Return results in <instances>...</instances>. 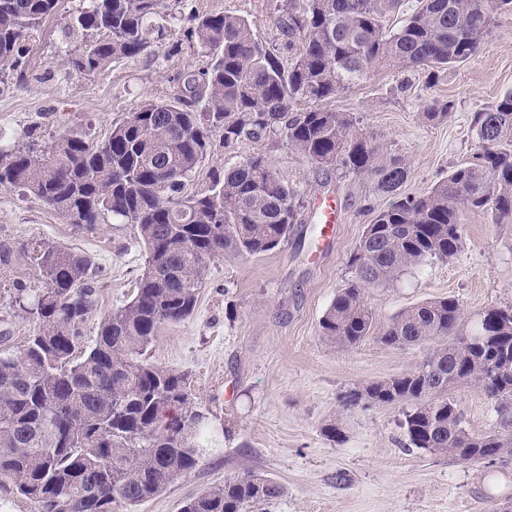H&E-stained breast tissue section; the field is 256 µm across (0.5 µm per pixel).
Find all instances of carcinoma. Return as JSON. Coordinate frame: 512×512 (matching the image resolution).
Here are the masks:
<instances>
[{
    "label": "carcinoma",
    "mask_w": 512,
    "mask_h": 512,
    "mask_svg": "<svg viewBox=\"0 0 512 512\" xmlns=\"http://www.w3.org/2000/svg\"><path fill=\"white\" fill-rule=\"evenodd\" d=\"M181 0H89L65 25L72 48L61 65L90 75L155 52ZM288 0L267 46L240 15L194 17L186 40L209 54L201 76L164 100L141 103L101 142L72 131L43 148L0 147V190L21 189L70 224L108 215L136 227L147 260L132 299L104 317L94 346H80L102 268L88 255L38 241L24 246L45 287L17 289L38 322L24 348L0 349V485L38 512H117L159 495L192 469L208 443L204 414L185 375L143 358L159 328L191 316L209 265L229 252L277 248L298 219L297 191L258 154L193 195L183 186L211 148L281 134L316 167L370 177L396 198L366 226L350 279L319 322L339 347L368 338L398 349L429 347L413 371L345 397L405 404L408 446L463 463L512 456V304L484 310L466 334L459 303L442 298L406 309L384 326L364 302L408 268L446 261L464 246L465 210L512 222V92L474 113L479 149L421 196H403L402 156L384 154L352 115L322 103L381 68H454L480 50L496 12L512 0ZM60 0H0V78L21 68L23 44ZM300 102L308 103L298 109ZM450 103L425 102L437 123ZM479 388L497 405L500 430L475 435L451 397ZM275 480L247 474L189 499L181 512H263L283 496Z\"/></svg>",
    "instance_id": "carcinoma-1"
}]
</instances>
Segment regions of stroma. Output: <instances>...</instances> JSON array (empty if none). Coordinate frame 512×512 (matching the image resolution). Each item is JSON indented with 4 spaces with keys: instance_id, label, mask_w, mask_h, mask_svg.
Instances as JSON below:
<instances>
[{
    "instance_id": "1",
    "label": "stroma",
    "mask_w": 512,
    "mask_h": 512,
    "mask_svg": "<svg viewBox=\"0 0 512 512\" xmlns=\"http://www.w3.org/2000/svg\"><path fill=\"white\" fill-rule=\"evenodd\" d=\"M85 0H61L25 45L19 85L0 91V129L11 145L49 141L69 131L104 140L113 125L148 99L172 97L188 73L206 66L197 48L184 46L192 15L224 11L248 17L259 39L276 40L275 19L286 0H182V18L168 27L151 57L125 59L90 76L60 64L62 28ZM512 90V11L495 14L480 52L429 80L424 70L370 73L331 99L383 148L408 162L402 194L422 195L467 162L477 148L475 112ZM451 102L447 119L421 117L426 100ZM264 155L303 203L288 240L255 255L231 253L208 269L193 315L160 327L148 346L150 363L187 374L195 400L209 417V446L195 467L135 512H180L184 502L246 473L273 477L283 496L268 512H512V457L463 464L447 455L410 448L397 405L343 409L344 394L419 365L425 349H394L369 339L341 348L319 334V320L350 277L349 260L367 224L389 207L371 178L342 176L313 165L281 136L224 147L214 141L188 179L187 194L204 192L216 175L251 155ZM334 198L336 237L320 233L316 203ZM465 243L454 258L406 271L388 288L368 290L365 303L377 323L402 310L445 297L458 299L465 323L486 308L512 303V224L489 213L464 212ZM34 240L90 255L104 275L97 302L83 325L92 344L105 315L133 296L146 253L134 225L105 219L89 230L67 223L41 200L0 191V249L10 261L0 272V334L20 351L35 329L15 301L17 287L44 279L23 247ZM466 429H498L493 402L472 386L456 388ZM337 425L341 441L324 429Z\"/></svg>"
}]
</instances>
